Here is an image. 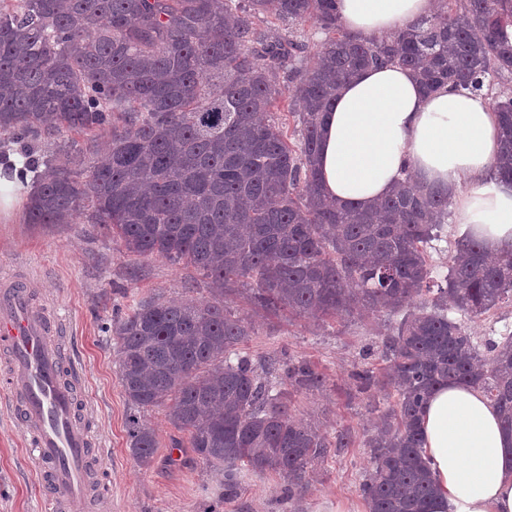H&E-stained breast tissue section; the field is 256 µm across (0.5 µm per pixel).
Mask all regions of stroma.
I'll use <instances>...</instances> for the list:
<instances>
[{
  "label": "stroma",
  "mask_w": 512,
  "mask_h": 512,
  "mask_svg": "<svg viewBox=\"0 0 512 512\" xmlns=\"http://www.w3.org/2000/svg\"><path fill=\"white\" fill-rule=\"evenodd\" d=\"M21 277L34 298L63 325L67 348L76 361L78 391L88 403L87 425L103 448L97 484L111 501L106 512H367L358 487L371 468L363 438L390 399L381 393L356 391L354 370L377 367L365 358L386 332L382 321L364 312L339 320L267 317L235 299L232 310L250 318L254 333L240 345L253 362L290 353L313 363L326 377L318 390L293 394L298 418L319 423L328 433L345 429L352 444L316 465L308 489L295 506L284 501L285 481L275 474L241 470L239 495L223 499L220 476L193 459L190 449L173 452L179 433L164 408L141 418L152 426L159 447L150 466H140L127 445L130 413L119 379L115 342L105 325L116 310L159 294L209 296V285L193 268L161 258L126 252L119 239L104 238L97 226L31 224L26 218L0 223V274ZM26 432L0 400V512H49L26 449Z\"/></svg>",
  "instance_id": "obj_1"
}]
</instances>
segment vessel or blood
Listing matches in <instances>:
<instances>
[{
    "label": "vessel or blood",
    "mask_w": 512,
    "mask_h": 512,
    "mask_svg": "<svg viewBox=\"0 0 512 512\" xmlns=\"http://www.w3.org/2000/svg\"><path fill=\"white\" fill-rule=\"evenodd\" d=\"M62 328L14 278L0 279V347L8 355L4 394L23 419L37 484L53 512H95L103 499L90 493L96 440L82 420V401L69 382Z\"/></svg>",
    "instance_id": "obj_1"
}]
</instances>
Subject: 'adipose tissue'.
<instances>
[{
  "label": "adipose tissue",
  "instance_id": "1",
  "mask_svg": "<svg viewBox=\"0 0 512 512\" xmlns=\"http://www.w3.org/2000/svg\"><path fill=\"white\" fill-rule=\"evenodd\" d=\"M438 0H336L354 37L385 38L429 17ZM499 129L490 100L443 86L423 91L394 64L353 75L324 115L316 165L324 193L369 206L406 176L451 197L460 236L491 256L512 252V184L495 174ZM20 159L0 163V218L12 219L25 188ZM423 453L438 486L433 512H512V432L476 389L451 383L429 397Z\"/></svg>",
  "mask_w": 512,
  "mask_h": 512
}]
</instances>
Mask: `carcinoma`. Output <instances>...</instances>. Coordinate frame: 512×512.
<instances>
[{
    "label": "carcinoma",
    "mask_w": 512,
    "mask_h": 512,
    "mask_svg": "<svg viewBox=\"0 0 512 512\" xmlns=\"http://www.w3.org/2000/svg\"><path fill=\"white\" fill-rule=\"evenodd\" d=\"M316 20L307 45L270 25ZM385 63L411 69L427 92L450 84L481 93L512 74V0H444L402 34L348 39L336 0H0V133L30 149V224L79 218L126 251L193 267L210 299L160 296L112 319L119 378L133 414L127 443L142 466L158 448L139 413L163 406L200 463L237 497L240 467L275 473L288 499L304 491L333 448L350 446L291 410V391L325 377L288 356L253 364L237 354L252 322L228 302L266 313L336 319L357 308L403 314L377 351L384 367L356 370L355 388L395 400L365 440L372 471L359 484L368 512H432L435 486L418 422L437 387L480 388L512 431V333H468L512 299V253L477 240L431 277L428 246L448 223V198L406 177L372 207L321 193L315 158L323 113L342 83ZM287 103L292 133L276 117ZM500 178L512 182V96L494 101Z\"/></svg>",
    "instance_id": "1"
}]
</instances>
